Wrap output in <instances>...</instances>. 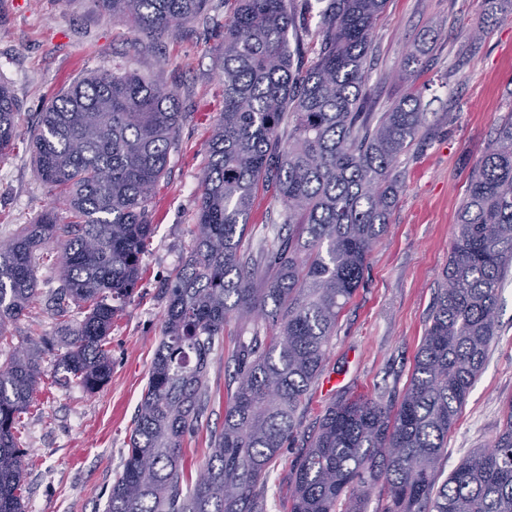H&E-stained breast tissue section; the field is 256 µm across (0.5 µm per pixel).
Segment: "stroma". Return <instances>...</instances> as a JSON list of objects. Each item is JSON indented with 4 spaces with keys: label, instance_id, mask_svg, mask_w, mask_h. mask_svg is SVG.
I'll return each mask as SVG.
<instances>
[{
    "label": "stroma",
    "instance_id": "stroma-1",
    "mask_svg": "<svg viewBox=\"0 0 512 512\" xmlns=\"http://www.w3.org/2000/svg\"><path fill=\"white\" fill-rule=\"evenodd\" d=\"M226 0L173 36L134 32L112 20L98 0H0V81L20 103L22 132L0 160V240L12 238L58 201L37 176L28 132L39 112L92 71L119 67L172 89L181 112L178 145L152 203L155 232L141 256L142 275L112 322V376L95 392L64 380L53 361L17 435L27 457L26 512H104L123 471L137 405L162 336L167 285L195 241L199 177L224 109L221 48ZM418 71L398 73L410 51ZM367 86L381 113L420 92L428 122L396 167L399 192L389 229L370 253L364 278L343 309L313 384L301 427L271 471L267 512H289L288 473L326 408L341 395L390 400L407 385L472 171L498 123L512 112V11L493 0H387L371 35ZM39 259V296L8 328L12 346L59 333L49 301L60 285L53 256ZM499 330L485 368L448 435L441 470L450 473L474 448L490 446L503 402L512 398V278L501 292ZM238 327L229 323L207 372L210 403L186 435L184 472L196 480L211 431L224 424L226 388Z\"/></svg>",
    "mask_w": 512,
    "mask_h": 512
}]
</instances>
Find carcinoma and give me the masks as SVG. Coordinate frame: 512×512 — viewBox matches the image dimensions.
<instances>
[{
    "label": "carcinoma",
    "mask_w": 512,
    "mask_h": 512,
    "mask_svg": "<svg viewBox=\"0 0 512 512\" xmlns=\"http://www.w3.org/2000/svg\"><path fill=\"white\" fill-rule=\"evenodd\" d=\"M224 25V111L199 185L195 246L168 289L169 304L122 474L106 512H265V486L301 426L302 403L324 369L327 344L386 234L398 195L392 175L428 120L407 96L376 124L367 54L386 0H327L309 65L294 67L287 0H236ZM133 31L175 33L208 0H99ZM19 105L0 82V158L19 137ZM174 93L137 73L92 72L40 113L31 132L38 177L65 198L0 242V337L39 288L35 255L63 239L65 319L59 341L0 359V512H25V452L16 436L55 364L92 392L112 373L107 337L131 298L154 231L150 205L178 140ZM288 131V142L281 132ZM284 207L288 236L243 244L255 192ZM512 270V113L476 164L448 265L405 390L388 403L342 396L321 416L288 477L291 512H512V400L489 448H475L440 480L439 462L498 335V303ZM83 310L73 324L70 305ZM250 325L233 354L224 427L193 487L182 441L209 401L206 373L230 320Z\"/></svg>",
    "instance_id": "1"
}]
</instances>
